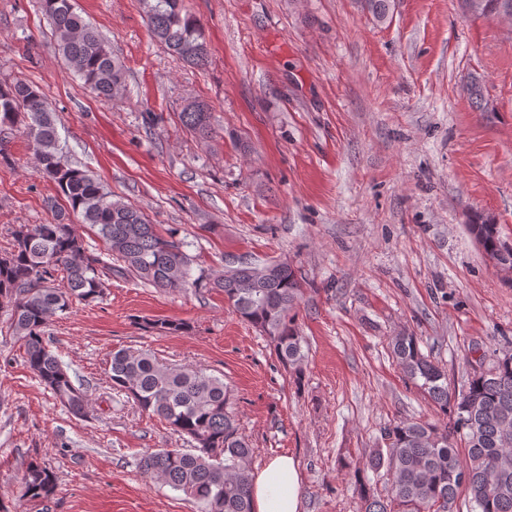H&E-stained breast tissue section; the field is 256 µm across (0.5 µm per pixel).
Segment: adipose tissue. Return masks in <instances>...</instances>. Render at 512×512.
<instances>
[{
  "label": "adipose tissue",
  "mask_w": 512,
  "mask_h": 512,
  "mask_svg": "<svg viewBox=\"0 0 512 512\" xmlns=\"http://www.w3.org/2000/svg\"><path fill=\"white\" fill-rule=\"evenodd\" d=\"M298 464L281 456L266 463L251 477L254 512H300Z\"/></svg>",
  "instance_id": "obj_1"
}]
</instances>
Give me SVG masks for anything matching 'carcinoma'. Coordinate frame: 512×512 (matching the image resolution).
<instances>
[{
    "label": "carcinoma",
    "instance_id": "cac0c4a2",
    "mask_svg": "<svg viewBox=\"0 0 512 512\" xmlns=\"http://www.w3.org/2000/svg\"><path fill=\"white\" fill-rule=\"evenodd\" d=\"M152 36L185 62L202 66L208 47L200 21L183 0H142ZM477 15L512 10V0H464ZM364 9L381 25L391 22L395 0H363ZM58 52L84 86L104 102L125 86V68L112 46L76 11L74 0H42ZM180 121L196 136L213 135L210 111L189 105ZM20 125L31 139L36 167L53 182L82 223L97 228L104 249L94 252L73 224L58 215L53 224H19L13 243L0 250V310L7 331L24 340V363L74 417H88L89 387L75 383L69 367L47 343L45 328L69 311L72 301L101 298L112 273L131 274L141 283L176 291L205 284L244 321L263 333L283 365L300 376L304 338L293 310L302 294V278L285 265L258 278L242 262L232 277L208 282L192 277V259L181 243L162 235L138 209L112 199L89 171L64 162L56 113L44 94L24 80L0 84V126ZM484 251L508 255L495 224L469 225ZM122 263L112 268V258ZM63 275L67 287L52 286ZM391 353L404 375L433 403L442 418L396 419L384 427L386 449H377L353 473L359 512H451L460 490L468 494L470 512H512V353L492 358L458 390L448 373L424 354L411 333L391 339ZM109 384L113 392L164 420L192 448H158L140 459L142 473L182 492L202 512H253L249 469L254 450L229 411L230 389L203 368L161 363L148 349L112 352ZM385 469L386 494L378 493L369 473ZM25 495L48 500L56 490L54 472L36 461L21 475Z\"/></svg>",
    "mask_w": 512,
    "mask_h": 512
}]
</instances>
